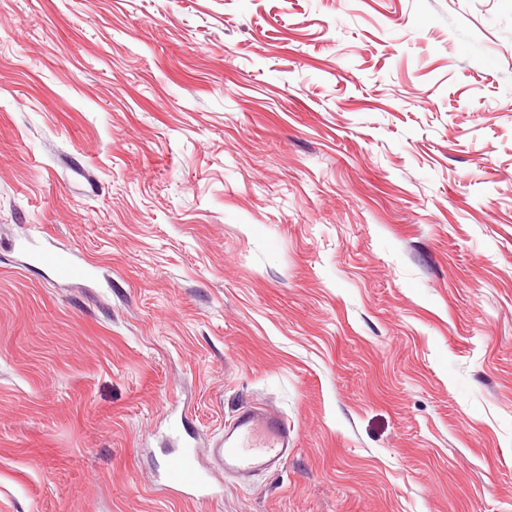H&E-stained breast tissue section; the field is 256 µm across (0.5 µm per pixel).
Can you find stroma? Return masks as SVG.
<instances>
[{
  "label": "stroma",
  "mask_w": 512,
  "mask_h": 512,
  "mask_svg": "<svg viewBox=\"0 0 512 512\" xmlns=\"http://www.w3.org/2000/svg\"><path fill=\"white\" fill-rule=\"evenodd\" d=\"M0 512H512V0H0ZM37 261L62 278L67 280H82L91 276L92 264L88 260L79 261L70 255L37 254ZM292 431L280 415L262 407L243 406L205 453L225 473L248 479L280 468L295 449ZM200 448H181L163 472L169 487L177 489L183 496L192 500H206L211 493L210 473L201 464Z\"/></svg>",
  "instance_id": "stroma-1"
}]
</instances>
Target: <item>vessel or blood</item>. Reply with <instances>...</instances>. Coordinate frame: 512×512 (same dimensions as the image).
Instances as JSON below:
<instances>
[{"instance_id": "obj_1", "label": "vessel or blood", "mask_w": 512, "mask_h": 512, "mask_svg": "<svg viewBox=\"0 0 512 512\" xmlns=\"http://www.w3.org/2000/svg\"><path fill=\"white\" fill-rule=\"evenodd\" d=\"M37 260L67 280H82L92 273L89 261L69 255L41 254ZM294 447L287 420L261 407L244 406L225 425L223 436L205 453L226 473L247 479L259 472L278 470ZM205 453L197 448L181 449L164 469L168 486L192 500L211 498L210 474L201 463Z\"/></svg>"}]
</instances>
